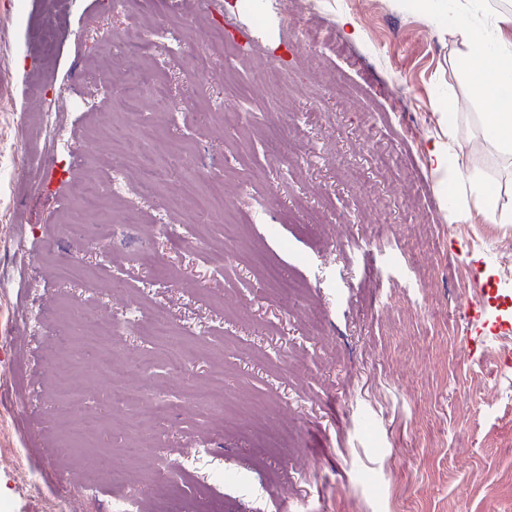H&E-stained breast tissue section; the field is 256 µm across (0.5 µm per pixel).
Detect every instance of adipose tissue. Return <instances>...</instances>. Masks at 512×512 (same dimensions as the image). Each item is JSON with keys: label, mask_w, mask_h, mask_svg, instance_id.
<instances>
[{"label": "adipose tissue", "mask_w": 512, "mask_h": 512, "mask_svg": "<svg viewBox=\"0 0 512 512\" xmlns=\"http://www.w3.org/2000/svg\"><path fill=\"white\" fill-rule=\"evenodd\" d=\"M454 33L471 61L464 76L469 95L484 106L479 115L484 143L512 159V101L503 96L504 80L512 71V45L490 46L485 29L462 20Z\"/></svg>", "instance_id": "obj_1"}]
</instances>
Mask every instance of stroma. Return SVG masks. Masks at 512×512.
<instances>
[{"instance_id":"1","label":"stroma","mask_w":512,"mask_h":512,"mask_svg":"<svg viewBox=\"0 0 512 512\" xmlns=\"http://www.w3.org/2000/svg\"><path fill=\"white\" fill-rule=\"evenodd\" d=\"M462 16L494 28L480 0H0V512H512V224L450 196L432 157L464 148L465 169L512 192L459 74ZM309 24L327 40L304 42ZM137 26L160 34L151 55L124 47ZM205 27L228 48L203 71ZM156 72L171 111L112 123L179 160L154 195L69 233L108 96ZM213 181L223 211L180 207ZM64 263L81 275L56 278ZM156 308L195 356L143 367L152 340L114 336L113 380L152 390L115 408L84 368L71 410L104 429L77 446L49 396L55 349L82 318ZM218 363L236 408L209 402ZM135 421L154 449L138 463L122 453ZM97 453L112 466L90 497Z\"/></svg>"}]
</instances>
